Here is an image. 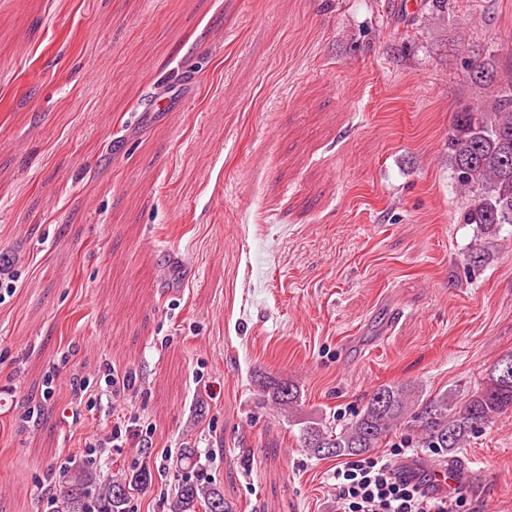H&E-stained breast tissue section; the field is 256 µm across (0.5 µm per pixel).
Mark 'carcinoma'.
<instances>
[{"instance_id":"1","label":"carcinoma","mask_w":512,"mask_h":512,"mask_svg":"<svg viewBox=\"0 0 512 512\" xmlns=\"http://www.w3.org/2000/svg\"><path fill=\"white\" fill-rule=\"evenodd\" d=\"M472 84L486 90L484 103L455 113L448 128V157L453 179L463 198L454 213L458 224H474L480 235L495 236L512 224V69L502 76L488 61L468 63ZM267 399L293 412L299 400L296 385L284 379L266 382ZM512 411V376L493 367L483 384L460 409L448 396L420 405L402 386L377 388L351 422L334 431L323 421L299 422V443L313 455L326 459L362 456L385 438L408 414L422 420L421 447L453 452L485 425ZM152 472L141 469L130 477L97 483L85 467L63 471V491L56 512H124L133 491L147 488ZM232 512L224 493L216 486L182 478L171 512Z\"/></svg>"}]
</instances>
